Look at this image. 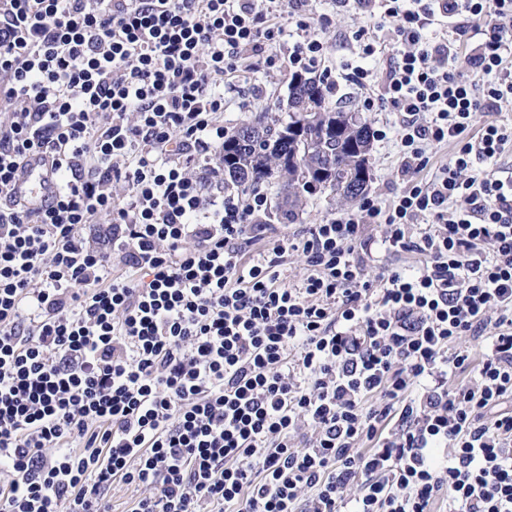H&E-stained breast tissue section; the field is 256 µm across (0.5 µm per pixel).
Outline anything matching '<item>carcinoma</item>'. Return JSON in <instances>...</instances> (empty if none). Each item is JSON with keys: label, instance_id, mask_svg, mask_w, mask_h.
Listing matches in <instances>:
<instances>
[{"label": "carcinoma", "instance_id": "cac0c4a2", "mask_svg": "<svg viewBox=\"0 0 512 512\" xmlns=\"http://www.w3.org/2000/svg\"><path fill=\"white\" fill-rule=\"evenodd\" d=\"M288 119L264 110L224 139V187L276 188L278 218L294 223L307 196L329 193L355 205L367 191L373 133L358 109L327 97L312 73L288 84Z\"/></svg>", "mask_w": 512, "mask_h": 512}]
</instances>
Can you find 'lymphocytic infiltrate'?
Listing matches in <instances>:
<instances>
[{
	"label": "lymphocytic infiltrate",
	"mask_w": 512,
	"mask_h": 512,
	"mask_svg": "<svg viewBox=\"0 0 512 512\" xmlns=\"http://www.w3.org/2000/svg\"><path fill=\"white\" fill-rule=\"evenodd\" d=\"M332 5L365 56L396 22L355 85L406 184L262 244L267 195L214 165L224 91L323 61L310 0H0V512H110L117 481L131 512H512V0ZM368 224L416 270L364 281ZM56 190L53 169L45 166L37 157L30 160L24 173L18 178L14 187L17 195L35 200ZM146 493L143 488L114 482L107 493V499L110 501L112 512H128L132 502Z\"/></svg>",
	"instance_id": "1"
}]
</instances>
